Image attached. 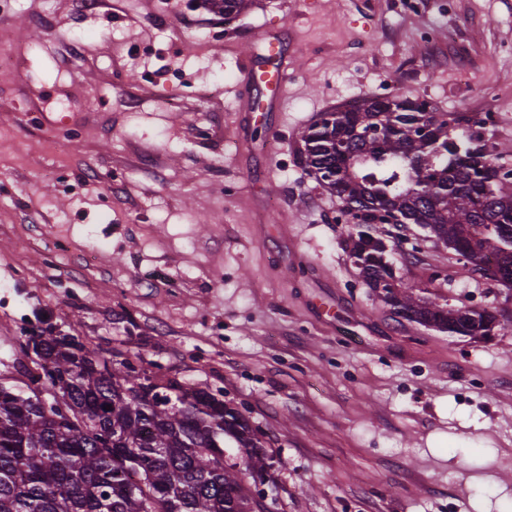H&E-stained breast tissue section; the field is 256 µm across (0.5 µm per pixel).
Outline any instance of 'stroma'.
<instances>
[{
	"label": "stroma",
	"mask_w": 512,
	"mask_h": 512,
	"mask_svg": "<svg viewBox=\"0 0 512 512\" xmlns=\"http://www.w3.org/2000/svg\"><path fill=\"white\" fill-rule=\"evenodd\" d=\"M11 0L0 35V384L39 317L255 428L273 512H512V288L377 224L422 296L491 336L397 322L347 249L300 133L404 96L483 119L512 169V0ZM288 28L283 110L238 96V49ZM276 138H269L270 126ZM208 8L214 12L224 15V21L230 22L242 13L247 7L248 0H205Z\"/></svg>",
	"instance_id": "obj_1"
}]
</instances>
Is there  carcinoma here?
Listing matches in <instances>:
<instances>
[{
	"label": "carcinoma",
	"mask_w": 512,
	"mask_h": 512,
	"mask_svg": "<svg viewBox=\"0 0 512 512\" xmlns=\"http://www.w3.org/2000/svg\"><path fill=\"white\" fill-rule=\"evenodd\" d=\"M229 22L248 0H205ZM403 96L323 112L301 135L306 172L359 219L350 257L396 318L459 336H488L489 310L415 298L397 286L395 245L372 234L389 216L417 224L512 287V193L475 128ZM25 388L0 385V512H255L251 487L278 489L272 457L235 408L177 378L164 383L49 325L19 339ZM237 453L225 456L224 444Z\"/></svg>",
	"instance_id": "carcinoma-1"
}]
</instances>
